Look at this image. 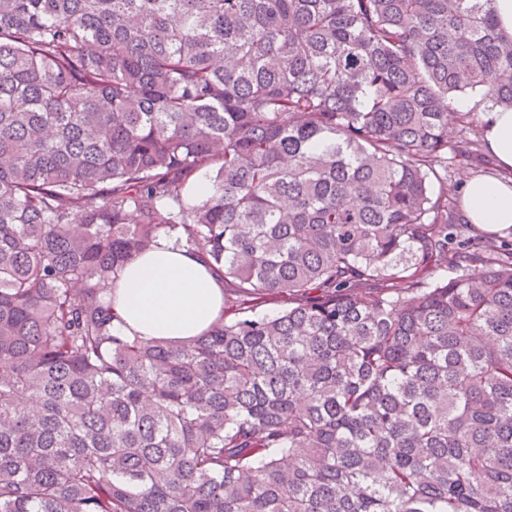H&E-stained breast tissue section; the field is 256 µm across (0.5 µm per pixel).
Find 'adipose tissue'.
<instances>
[{
    "label": "adipose tissue",
    "mask_w": 512,
    "mask_h": 512,
    "mask_svg": "<svg viewBox=\"0 0 512 512\" xmlns=\"http://www.w3.org/2000/svg\"><path fill=\"white\" fill-rule=\"evenodd\" d=\"M483 137L499 169L512 170V111L482 113ZM462 205L470 224L485 232L512 227V184L469 177ZM119 328L129 334L180 340L205 332L224 311V281L198 253L160 239L128 264L112 292Z\"/></svg>",
    "instance_id": "obj_1"
}]
</instances>
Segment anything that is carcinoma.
Wrapping results in <instances>:
<instances>
[{
  "instance_id": "1",
  "label": "carcinoma",
  "mask_w": 512,
  "mask_h": 512,
  "mask_svg": "<svg viewBox=\"0 0 512 512\" xmlns=\"http://www.w3.org/2000/svg\"><path fill=\"white\" fill-rule=\"evenodd\" d=\"M494 2L0 0V512H512ZM161 237L233 291L178 343L113 323ZM483 137L499 169L512 170V111L482 112ZM448 189L456 187L455 197L462 205L469 224L485 232H502L512 227V184L494 177H469L468 175L493 176L471 168L452 169ZM482 174V175H480Z\"/></svg>"
}]
</instances>
